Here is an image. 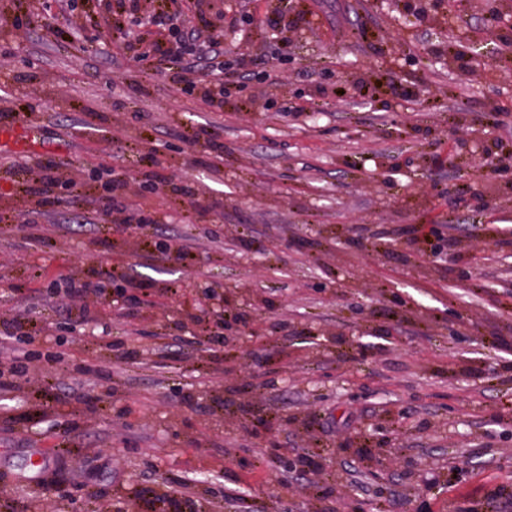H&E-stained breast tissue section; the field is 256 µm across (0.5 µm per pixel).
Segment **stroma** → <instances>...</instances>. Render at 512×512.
<instances>
[{
  "mask_svg": "<svg viewBox=\"0 0 512 512\" xmlns=\"http://www.w3.org/2000/svg\"><path fill=\"white\" fill-rule=\"evenodd\" d=\"M410 2L224 0V67L253 63L218 110L101 14L42 0L17 29L0 0V337L23 325L27 370L0 389V512L512 499V28L463 83L447 47L485 42L486 0ZM46 163L76 184L38 208ZM115 174L149 223H112ZM62 275L104 284L97 311L61 309Z\"/></svg>",
  "mask_w": 512,
  "mask_h": 512,
  "instance_id": "35a3bbf8",
  "label": "stroma"
}]
</instances>
